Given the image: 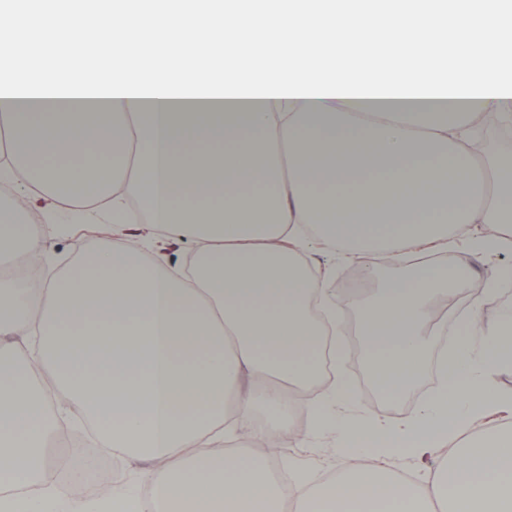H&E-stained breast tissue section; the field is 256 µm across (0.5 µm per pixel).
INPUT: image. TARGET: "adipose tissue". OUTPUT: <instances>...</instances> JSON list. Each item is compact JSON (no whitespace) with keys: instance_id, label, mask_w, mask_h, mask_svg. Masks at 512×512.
Segmentation results:
<instances>
[{"instance_id":"1","label":"adipose tissue","mask_w":512,"mask_h":512,"mask_svg":"<svg viewBox=\"0 0 512 512\" xmlns=\"http://www.w3.org/2000/svg\"><path fill=\"white\" fill-rule=\"evenodd\" d=\"M281 6L284 36L263 65L235 36L263 24L255 0L233 10L196 0L177 17L162 0L0 19V47L47 29L93 30L62 68L56 48L0 65V175L22 171L29 211L0 205V262L44 252L40 220H53L82 184L91 209L121 214L137 197L161 246L146 253L135 230L79 250L39 284L0 276V512H56L69 458L47 455L62 417L92 421L105 450L146 460L144 491L118 483L106 500L73 512H512V427L475 433V407L506 403L491 377L512 368V309L493 327L458 317V347L437 362L429 400L400 424L366 414L333 422L350 449L337 477L299 475L283 488L269 458L227 451L224 438L256 405L270 415L251 438L268 448L294 432V392L321 365L322 331L343 324L309 251L337 244L369 262L405 263L419 245L450 248L482 225L484 248L512 243V164L489 167L474 149L476 121H512V0H472L489 35H444L441 14L460 0H344ZM192 30L183 51L177 29ZM156 33L148 55L129 32ZM368 31L369 46L352 34ZM223 45V75L213 69ZM80 158L79 167L67 165ZM176 239L200 257L183 273L163 248ZM471 286L453 259L389 277L361 313L365 355L384 396L422 372L435 303ZM324 295V323L308 311ZM489 351L473 361V336ZM46 370L38 376L32 362ZM440 454L417 483L395 457Z\"/></svg>"}]
</instances>
